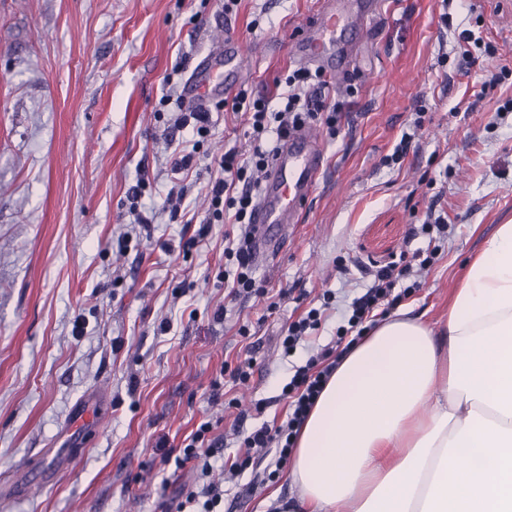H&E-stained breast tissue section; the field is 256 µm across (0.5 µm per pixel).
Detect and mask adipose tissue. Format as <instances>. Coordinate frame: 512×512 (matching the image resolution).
Returning a JSON list of instances; mask_svg holds the SVG:
<instances>
[{"mask_svg":"<svg viewBox=\"0 0 512 512\" xmlns=\"http://www.w3.org/2000/svg\"><path fill=\"white\" fill-rule=\"evenodd\" d=\"M296 512H512V224L442 328L402 309L353 344L300 429Z\"/></svg>","mask_w":512,"mask_h":512,"instance_id":"obj_1","label":"adipose tissue"}]
</instances>
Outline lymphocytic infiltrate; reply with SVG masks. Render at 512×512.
Here are the masks:
<instances>
[{"label":"lymphocytic infiltrate","instance_id":"f902f5d3","mask_svg":"<svg viewBox=\"0 0 512 512\" xmlns=\"http://www.w3.org/2000/svg\"><path fill=\"white\" fill-rule=\"evenodd\" d=\"M328 85L323 72L301 67L277 81L278 92L272 99H254L241 91L231 100L197 110L187 107L182 95L172 89L159 100L162 111L177 115L173 123L174 133L166 138L170 150V172L176 177H188L197 169L194 151L176 140V131L188 127L193 136L206 139L211 136L214 127L213 113L224 110L231 112L247 128L252 144L251 153L244 157L238 151L230 150L219 158L217 168L210 173L206 184L208 210L197 230L180 241L183 252H192L207 239L213 225H225L224 254L230 265L224 271V289L230 297L262 299L268 294L267 288L257 285L252 266L254 226L251 215L259 186L253 174L267 168L278 140L291 131L317 119L324 120L327 125H335L339 105L326 97ZM441 250L438 244L419 248L412 254V263L392 262L375 270L372 284L364 293L353 298L346 326L337 329V343L327 344L313 354L304 366L298 367L284 387L289 412L281 424L271 426L264 423L247 427L248 412L237 410V402L232 399L228 405L237 411L234 428L240 441L236 454L225 457L224 436L218 431V423L209 420L201 422L182 439L180 445L169 447L164 454L165 463L173 464L178 471L191 468L198 478L203 479L204 484L199 488H183L176 497L163 500L158 505L159 512H220L224 504V485L212 477L215 465H222L224 473L229 476H238L252 468L254 454L260 450L274 453L276 465L287 463L308 410L344 353L341 340L349 331L373 320L377 311L390 309L400 302L402 296L397 293L396 287L408 278L411 267H431Z\"/></svg>","mask_w":512,"mask_h":512}]
</instances>
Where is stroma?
Masks as SVG:
<instances>
[{"instance_id": "stroma-1", "label": "stroma", "mask_w": 512, "mask_h": 512, "mask_svg": "<svg viewBox=\"0 0 512 512\" xmlns=\"http://www.w3.org/2000/svg\"><path fill=\"white\" fill-rule=\"evenodd\" d=\"M315 7L241 0L228 14L220 0H0V512H156L196 481L165 466L156 441L233 420L208 390L225 358L244 353L242 322H259L261 345L249 387L225 383L226 396L263 404L255 424L285 420L282 389L346 325L368 283L361 267L426 246L429 208L451 233L432 268L414 271L419 287L402 305L432 323L447 315L468 260L512 224V0H381L349 78L330 85L348 116L333 131L317 126L327 169L302 222L254 266L288 298L272 311L225 301L223 225L199 252L160 249L186 230L166 202L168 122L155 112L166 77L184 85L234 36L245 43L242 89L274 95ZM464 29L477 38L473 67L456 43ZM405 133L402 165H384ZM232 148L248 153L249 139L222 113L201 162ZM142 174L147 227L126 206ZM327 293L321 328L283 353L289 317ZM92 393L111 410L85 451L55 467L71 410ZM274 492L297 496L285 471L271 477L260 464L225 481L224 506L261 512Z\"/></svg>"}]
</instances>
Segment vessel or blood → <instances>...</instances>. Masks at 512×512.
I'll return each mask as SVG.
<instances>
[{
    "label": "vessel or blood",
    "mask_w": 512,
    "mask_h": 512,
    "mask_svg": "<svg viewBox=\"0 0 512 512\" xmlns=\"http://www.w3.org/2000/svg\"><path fill=\"white\" fill-rule=\"evenodd\" d=\"M380 0H320L310 20L291 46L293 60L319 67L333 77L347 70L356 47L346 37L358 21L373 22ZM240 46L236 38L224 41L220 52L207 55L191 75L184 98L190 106L234 96L239 83ZM325 168L324 150L310 127H303L278 144L261 182L255 207L252 250L267 253L276 238L274 229L297 223ZM108 410V402L93 395L79 403V415L70 423L60 458L68 460L83 450L97 431L95 420Z\"/></svg>",
    "instance_id": "1"
}]
</instances>
